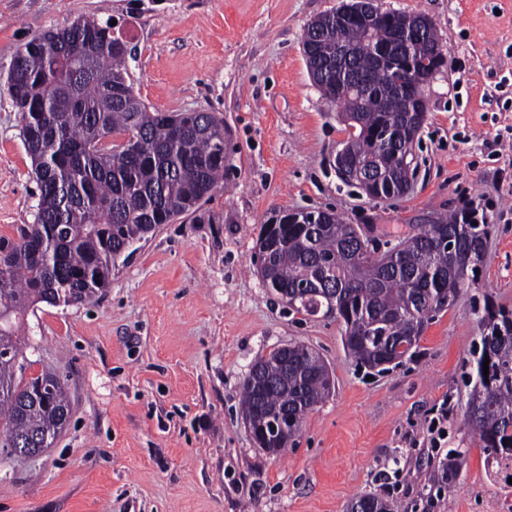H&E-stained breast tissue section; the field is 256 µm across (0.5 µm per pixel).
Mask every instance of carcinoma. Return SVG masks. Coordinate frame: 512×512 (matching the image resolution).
<instances>
[{"mask_svg": "<svg viewBox=\"0 0 512 512\" xmlns=\"http://www.w3.org/2000/svg\"><path fill=\"white\" fill-rule=\"evenodd\" d=\"M423 28L413 55L429 70L438 37L430 20L387 11L372 21L336 22L324 14L321 32L305 31L307 66L323 96L336 84L330 68L344 47L354 52L352 79L358 90L340 104L353 128L344 144L349 162L369 172L371 192L402 189L409 169L395 151L423 125L417 100L385 76L405 56L399 33ZM390 45L383 59L373 55ZM128 43L110 21L79 18L21 45L8 71L7 91L20 112L22 137L32 160L39 195L34 223L0 235V446L55 438L70 416L64 383L25 354L19 335L28 310L40 303L77 306L109 287L112 265L136 241L161 224L195 214L224 181L230 166L224 122L210 112L152 110L135 94L126 58ZM475 210L460 212L396 243L389 262L363 255L360 225L336 215L324 224L262 225L258 243L268 245L259 272L278 294L295 296L296 311L336 312L343 345L361 366L380 371L387 357L405 358L432 317L459 292L476 283L489 225L474 224ZM476 375L467 401L465 428L495 460L512 462V310L485 306ZM489 361V374L483 362ZM261 380L245 379L242 415L269 447H288L305 416L331 392L329 370L312 348L288 344L256 359ZM469 449L446 455L455 477ZM347 512H395L376 495L352 500Z\"/></svg>", "mask_w": 512, "mask_h": 512, "instance_id": "cac0c4a2", "label": "carcinoma"}]
</instances>
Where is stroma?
Returning a JSON list of instances; mask_svg holds the SVG:
<instances>
[{
  "label": "stroma",
  "mask_w": 512,
  "mask_h": 512,
  "mask_svg": "<svg viewBox=\"0 0 512 512\" xmlns=\"http://www.w3.org/2000/svg\"><path fill=\"white\" fill-rule=\"evenodd\" d=\"M342 0H0V79L17 49L81 17L113 20L136 93L205 111L229 132L230 170L201 207L135 242L112 284L80 306L25 317L29 359L64 380L72 410L42 454L0 460V512H347L375 494L398 512H512V486L461 426L485 297L512 309V0H380L427 17L448 49L425 88L418 170L401 197L369 199L331 161L348 137L310 79L307 25ZM21 115L0 82V235L34 221L38 189ZM484 210L476 284L435 314L413 356L369 374L335 315L292 311L257 274L261 225L327 211L397 242L441 214ZM312 347L334 387L273 455L240 399L251 363ZM447 436L433 446L431 422ZM469 451L452 480L448 449Z\"/></svg>",
  "instance_id": "1"
}]
</instances>
